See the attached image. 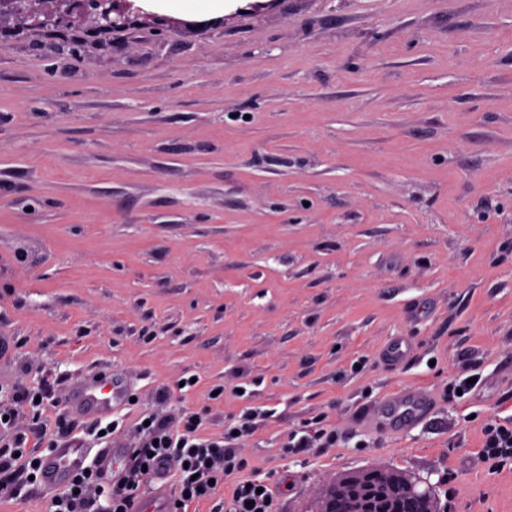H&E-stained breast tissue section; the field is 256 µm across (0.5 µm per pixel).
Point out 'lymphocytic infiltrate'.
Listing matches in <instances>:
<instances>
[{
    "mask_svg": "<svg viewBox=\"0 0 512 512\" xmlns=\"http://www.w3.org/2000/svg\"><path fill=\"white\" fill-rule=\"evenodd\" d=\"M263 417L261 411L244 410L236 425L225 426L215 437L200 435L202 416L196 412L184 413L174 422L151 419L142 427L138 441L127 449L121 469L83 468L52 496L53 512H99L97 499L85 493L92 482L106 496L109 512H130L146 483L171 473L176 476V491L168 512H186V505L215 496L229 477L236 483L224 501V512H277L272 486L253 477L242 478L245 461L237 452L240 439L250 436ZM24 443L21 436L0 443V495L27 483L38 471ZM481 455L492 469L512 460V419L485 427Z\"/></svg>",
    "mask_w": 512,
    "mask_h": 512,
    "instance_id": "1",
    "label": "lymphocytic infiltrate"
}]
</instances>
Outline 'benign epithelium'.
<instances>
[{"label": "benign epithelium", "mask_w": 512, "mask_h": 512, "mask_svg": "<svg viewBox=\"0 0 512 512\" xmlns=\"http://www.w3.org/2000/svg\"><path fill=\"white\" fill-rule=\"evenodd\" d=\"M14 20L24 29L58 31L78 27L81 34L67 44L82 43L132 26L196 29L198 22L147 13L135 0H0V22ZM366 498H387L380 512H439L434 505L436 485L423 477L376 472L364 480ZM308 512H355L352 503L331 482Z\"/></svg>", "instance_id": "obj_1"}]
</instances>
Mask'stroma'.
<instances>
[{
  "label": "stroma",
  "instance_id": "stroma-1",
  "mask_svg": "<svg viewBox=\"0 0 512 512\" xmlns=\"http://www.w3.org/2000/svg\"><path fill=\"white\" fill-rule=\"evenodd\" d=\"M224 16L75 54L0 42V384L49 380L48 429L78 419L114 467L147 415L195 411L216 436L269 410L240 452L279 512L376 460L455 512H512V461L480 457L512 416V0ZM95 369L126 395L109 443L69 401ZM398 389L431 413L360 419ZM315 417L333 446L286 453Z\"/></svg>",
  "mask_w": 512,
  "mask_h": 512
}]
</instances>
